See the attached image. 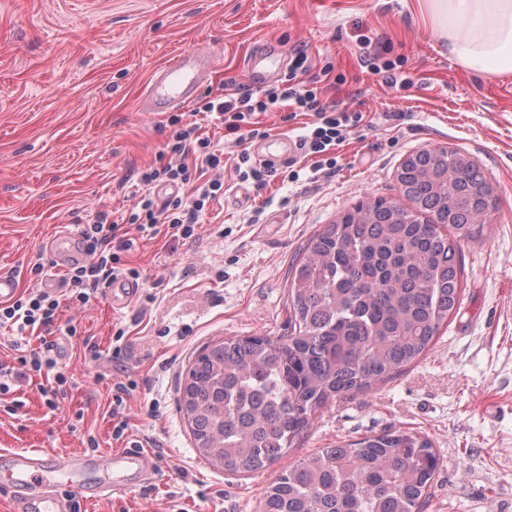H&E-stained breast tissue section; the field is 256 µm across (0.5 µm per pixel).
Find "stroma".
<instances>
[{
  "label": "stroma",
  "instance_id": "1",
  "mask_svg": "<svg viewBox=\"0 0 512 512\" xmlns=\"http://www.w3.org/2000/svg\"><path fill=\"white\" fill-rule=\"evenodd\" d=\"M366 36L371 51L399 60L407 87L369 73ZM264 41L276 58L263 88L282 84L302 51L311 75L330 67L359 89L342 103L368 121L336 172L294 176L279 162L259 187L228 165L218 174L224 196L202 214L196 240L138 238L141 278L126 307L112 309L104 291L59 315L52 336L72 400L52 412L35 386L21 387L22 409L0 407V451L116 450L107 406L114 385L131 380L129 439L156 441L155 469L107 497L87 471L81 512H258L289 464L385 430L421 434L440 457L425 512H512V79L449 59L415 0H0V269L28 286L59 227L77 229L99 211L116 221L129 214L142 194L132 169L166 151L172 117L192 113L140 109L156 67L203 49L216 63L200 96L246 93L248 58ZM389 112L403 113L401 123ZM432 148L468 153L499 195L481 236L462 246L457 314L419 363L317 413L289 455L249 476L210 465L177 404L196 354L231 336L286 334L288 270L300 247L345 208L401 201L402 161ZM70 326L99 344L98 360L71 346ZM119 326L128 331L120 346Z\"/></svg>",
  "mask_w": 512,
  "mask_h": 512
}]
</instances>
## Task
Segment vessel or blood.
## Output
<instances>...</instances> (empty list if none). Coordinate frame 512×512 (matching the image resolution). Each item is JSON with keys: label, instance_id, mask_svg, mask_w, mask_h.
I'll return each mask as SVG.
<instances>
[{"label": "vessel or blood", "instance_id": "1", "mask_svg": "<svg viewBox=\"0 0 512 512\" xmlns=\"http://www.w3.org/2000/svg\"><path fill=\"white\" fill-rule=\"evenodd\" d=\"M213 66L211 56L199 52L174 56L152 72L142 101L143 111L166 112L187 105ZM77 241V235L67 231L49 239L47 249L58 266L75 259L88 261V253L78 251ZM97 465L104 473L103 489L115 494L123 490L125 478L151 470L153 459L148 452L130 448L108 453ZM89 466L88 459L80 454L59 459L41 451L16 452L10 467L0 472V488L9 493L16 512H66V503L57 489L62 485L81 487Z\"/></svg>", "mask_w": 512, "mask_h": 512}]
</instances>
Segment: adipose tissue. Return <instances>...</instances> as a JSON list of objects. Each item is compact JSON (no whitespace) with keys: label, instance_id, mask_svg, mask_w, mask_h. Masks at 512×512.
I'll return each instance as SVG.
<instances>
[{"label":"adipose tissue","instance_id":"obj_1","mask_svg":"<svg viewBox=\"0 0 512 512\" xmlns=\"http://www.w3.org/2000/svg\"><path fill=\"white\" fill-rule=\"evenodd\" d=\"M418 9L457 64L512 77V0H418Z\"/></svg>","mask_w":512,"mask_h":512}]
</instances>
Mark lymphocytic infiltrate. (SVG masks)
Instances as JSON below:
<instances>
[{
    "mask_svg": "<svg viewBox=\"0 0 512 512\" xmlns=\"http://www.w3.org/2000/svg\"><path fill=\"white\" fill-rule=\"evenodd\" d=\"M325 93L317 80L304 85L290 78L256 96L206 97L198 111L213 117L226 134L243 132L251 138L263 136L260 117L266 112L285 109L293 115L310 113L311 122L295 137V155L309 160L312 171L330 172L337 165V150L347 141L352 129L364 122L365 115L339 108ZM170 153L169 159L161 158L136 170V179L144 192L131 210L128 223L141 233L189 240L196 236L200 213L224 193L223 181L212 175L213 170L224 166V149L202 125L188 122L176 130ZM159 182L188 186L192 192L188 198L177 196L159 205L150 194L153 185ZM80 236L93 260L67 271L66 289L62 294L37 287L36 282L45 270L44 263L38 262L29 271L31 286L13 300L0 303V328L16 332L11 344L12 360H0L1 397L9 396L15 384L37 378L41 381L39 391L46 407L52 411L58 409L60 402L71 393L72 384L58 367L57 344L43 337L38 347H30L27 332L50 328L62 305L89 303L112 278L140 276L139 270L131 267L128 260L135 247L134 240L121 233L108 212H98L90 223L82 225Z\"/></svg>",
    "mask_w": 512,
    "mask_h": 512,
    "instance_id": "1",
    "label": "lymphocytic infiltrate"
}]
</instances>
